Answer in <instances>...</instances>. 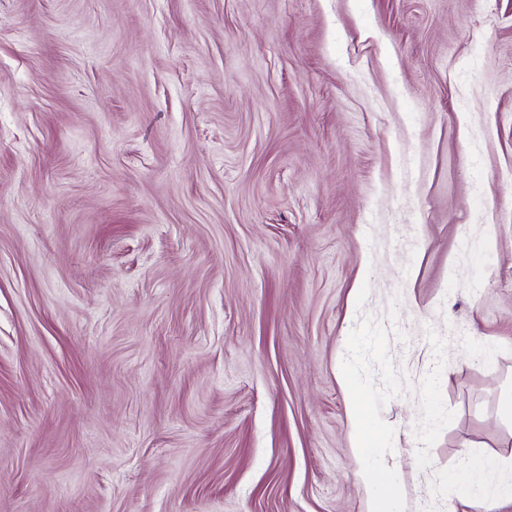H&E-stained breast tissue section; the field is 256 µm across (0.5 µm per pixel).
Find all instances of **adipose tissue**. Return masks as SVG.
<instances>
[{"instance_id": "1", "label": "adipose tissue", "mask_w": 512, "mask_h": 512, "mask_svg": "<svg viewBox=\"0 0 512 512\" xmlns=\"http://www.w3.org/2000/svg\"><path fill=\"white\" fill-rule=\"evenodd\" d=\"M448 480L460 497L483 505L485 512H494L496 505L512 501V460L500 456L466 459L449 472Z\"/></svg>"}]
</instances>
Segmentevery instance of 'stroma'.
I'll use <instances>...</instances> for the list:
<instances>
[{"mask_svg": "<svg viewBox=\"0 0 512 512\" xmlns=\"http://www.w3.org/2000/svg\"><path fill=\"white\" fill-rule=\"evenodd\" d=\"M511 382L512 0H0V512H477ZM355 393L356 392L351 390V417L353 420L354 428L356 430L355 447L363 451L364 448L371 447L370 440L372 435L369 429V424L365 420L363 412L357 402ZM512 460L500 456H481L466 459L448 473L463 500H474L492 512L501 501H512ZM366 480L374 488L372 512H393L392 505L398 494L395 475L370 471L366 474Z\"/></svg>", "mask_w": 512, "mask_h": 512, "instance_id": "obj_1", "label": "stroma"}]
</instances>
